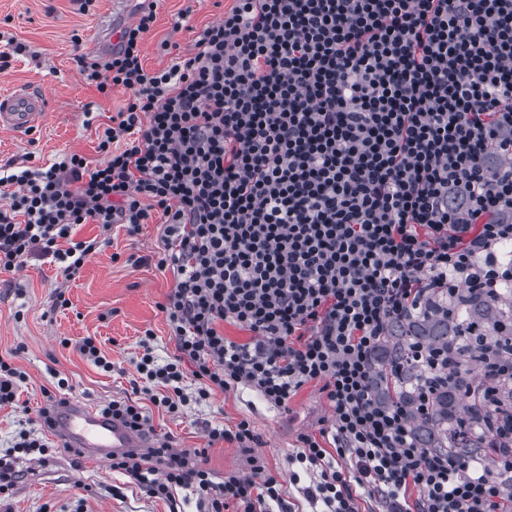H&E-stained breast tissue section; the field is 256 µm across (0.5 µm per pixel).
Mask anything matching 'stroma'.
<instances>
[{"mask_svg": "<svg viewBox=\"0 0 512 512\" xmlns=\"http://www.w3.org/2000/svg\"><path fill=\"white\" fill-rule=\"evenodd\" d=\"M233 0H156V20L142 44L147 68L159 70L184 54L206 25L219 20ZM116 0H0V93L25 85L46 93L49 104L32 133L0 130V164L33 157L36 164L81 155L88 166L99 164L98 134L110 116L124 107L120 90L104 95L85 82L75 58L81 54L106 61L109 48L95 42L97 30L116 12ZM169 49H162V42ZM160 216L128 236L122 227L109 233L110 243L94 255L72 280H64L48 261L30 258L17 271L0 273V359L23 372L14 403L0 406V456L21 430L44 434L39 418L49 397L62 395L97 408L132 398L139 342L152 331L158 361L171 359L175 340L158 303L173 285L171 272L160 271ZM63 288L68 306L54 303ZM93 338L112 362L103 372L86 360L79 346ZM66 378L69 387L57 386ZM148 426L157 437L178 449L202 448L201 464L222 482L225 473L251 475L254 462L288 483V454L300 435L318 432L332 410L319 385L303 387L287 409L268 404L257 392L238 387L205 402L189 403L180 413L148 407ZM249 420L258 440L251 447L209 444L215 427ZM13 467L19 479L8 498L11 512H169L167 502L150 497L129 476L112 471L60 447L43 459L18 454ZM120 495H113V487Z\"/></svg>", "mask_w": 512, "mask_h": 512, "instance_id": "1", "label": "stroma"}]
</instances>
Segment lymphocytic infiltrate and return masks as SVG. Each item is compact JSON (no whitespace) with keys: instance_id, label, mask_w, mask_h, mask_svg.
<instances>
[{"instance_id":"1","label":"lymphocytic infiltrate","mask_w":512,"mask_h":512,"mask_svg":"<svg viewBox=\"0 0 512 512\" xmlns=\"http://www.w3.org/2000/svg\"><path fill=\"white\" fill-rule=\"evenodd\" d=\"M155 19L141 10L107 61L77 58L88 84L127 96L102 162L0 175V271L38 255L74 279L106 245L72 241L74 226L135 235L160 211L176 354L157 363L145 332L144 401L176 414L243 385L284 409L316 383L332 415L288 458L309 504L504 512L487 468L420 448L370 376L387 322L429 284L512 279V0H233L153 71ZM203 454L165 442L112 468L169 503L189 490L204 512H296L263 466L217 483Z\"/></svg>"}]
</instances>
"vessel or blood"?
Instances as JSON below:
<instances>
[{
  "label": "vessel or blood",
  "mask_w": 512,
  "mask_h": 512,
  "mask_svg": "<svg viewBox=\"0 0 512 512\" xmlns=\"http://www.w3.org/2000/svg\"><path fill=\"white\" fill-rule=\"evenodd\" d=\"M45 107V98L25 86L1 94L0 129L32 132ZM50 414L49 430L60 447L79 450L101 463L123 454L143 455L158 445V438L150 429L132 428L73 398L56 400Z\"/></svg>",
  "instance_id": "b4317fda"
}]
</instances>
